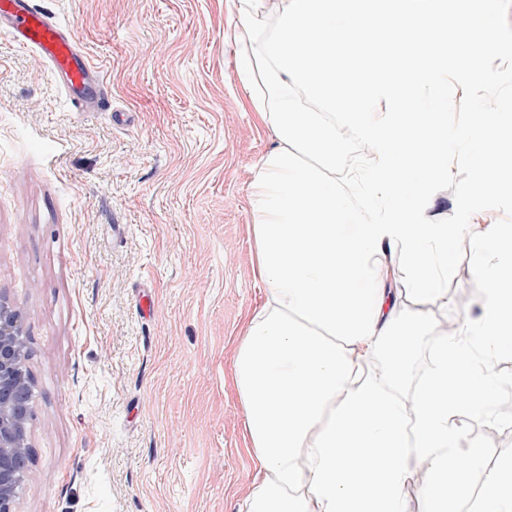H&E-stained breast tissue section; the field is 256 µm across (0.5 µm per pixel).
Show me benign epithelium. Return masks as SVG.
Here are the masks:
<instances>
[{
  "label": "benign epithelium",
  "mask_w": 512,
  "mask_h": 512,
  "mask_svg": "<svg viewBox=\"0 0 512 512\" xmlns=\"http://www.w3.org/2000/svg\"><path fill=\"white\" fill-rule=\"evenodd\" d=\"M27 338L21 310L0 291V512H14L26 467L32 419Z\"/></svg>",
  "instance_id": "1"
}]
</instances>
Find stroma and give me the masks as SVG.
<instances>
[{
  "label": "stroma",
  "mask_w": 512,
  "mask_h": 512,
  "mask_svg": "<svg viewBox=\"0 0 512 512\" xmlns=\"http://www.w3.org/2000/svg\"><path fill=\"white\" fill-rule=\"evenodd\" d=\"M112 91L69 111L0 35V289L21 309L33 386L16 512H245L254 460L231 364L263 298L247 187L274 142L237 84L224 0H36ZM150 299L153 312L139 304ZM493 415L512 449V352Z\"/></svg>",
  "instance_id": "35a3bbf8"
}]
</instances>
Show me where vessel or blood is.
I'll return each mask as SVG.
<instances>
[{"instance_id":"vessel-or-blood-1","label":"vessel or blood","mask_w":512,"mask_h":512,"mask_svg":"<svg viewBox=\"0 0 512 512\" xmlns=\"http://www.w3.org/2000/svg\"><path fill=\"white\" fill-rule=\"evenodd\" d=\"M0 32L49 66L54 83L75 111L106 106L102 72L78 46L70 27L49 20L31 0H0Z\"/></svg>"}]
</instances>
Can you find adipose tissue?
Listing matches in <instances>:
<instances>
[{"label": "adipose tissue", "instance_id": "1", "mask_svg": "<svg viewBox=\"0 0 512 512\" xmlns=\"http://www.w3.org/2000/svg\"><path fill=\"white\" fill-rule=\"evenodd\" d=\"M225 3L238 82L275 140L248 188L265 297L232 364L257 460L248 512H409L415 471L427 512H512V450L473 488L484 445L453 422L494 410L492 362L512 347V231L428 224L413 203L448 176L449 68L497 83L488 18L473 0ZM463 236L479 316L450 330L405 313L386 288L393 261L411 298L446 305Z\"/></svg>", "mask_w": 512, "mask_h": 512}]
</instances>
